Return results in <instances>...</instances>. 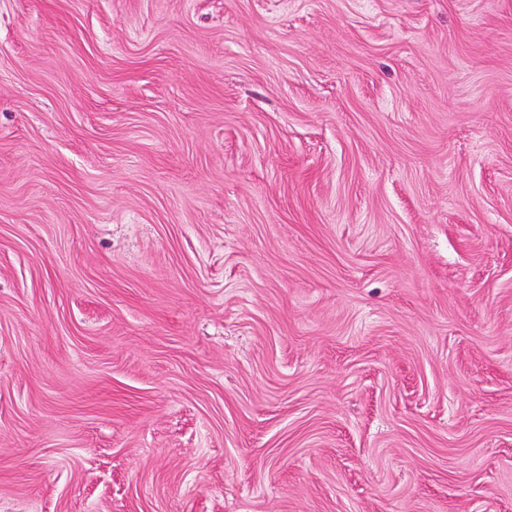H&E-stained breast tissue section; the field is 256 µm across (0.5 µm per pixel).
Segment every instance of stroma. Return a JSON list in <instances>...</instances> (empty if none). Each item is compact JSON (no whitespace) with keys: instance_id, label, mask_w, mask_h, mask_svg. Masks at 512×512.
Instances as JSON below:
<instances>
[{"instance_id":"35a3bbf8","label":"stroma","mask_w":512,"mask_h":512,"mask_svg":"<svg viewBox=\"0 0 512 512\" xmlns=\"http://www.w3.org/2000/svg\"><path fill=\"white\" fill-rule=\"evenodd\" d=\"M0 512H512V0H0Z\"/></svg>"}]
</instances>
